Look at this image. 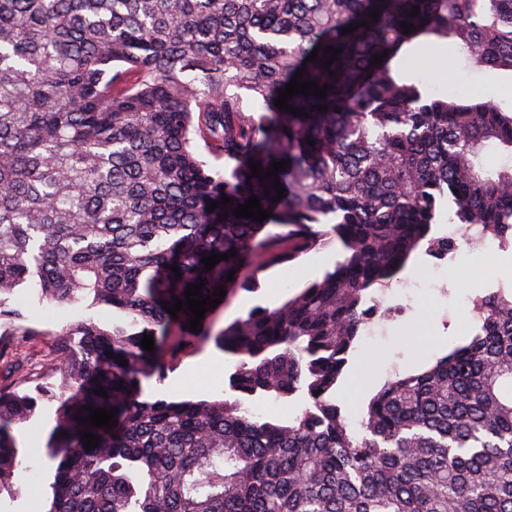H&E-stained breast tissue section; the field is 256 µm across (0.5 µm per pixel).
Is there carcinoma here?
<instances>
[{"label":"carcinoma","mask_w":512,"mask_h":512,"mask_svg":"<svg viewBox=\"0 0 512 512\" xmlns=\"http://www.w3.org/2000/svg\"><path fill=\"white\" fill-rule=\"evenodd\" d=\"M422 37L512 78V0H0V320L29 285L114 316L54 332L48 512H512V287L471 297L472 333L387 379L357 419L337 397L415 255L455 258L471 224L512 239V107L411 77L427 61L403 47ZM302 67L328 89L289 99L297 117L274 99ZM275 160L280 201L250 168ZM251 197L272 216H236ZM332 245L333 268L277 307L219 329L209 309L197 333L165 310L201 279L204 296L225 288L221 309ZM209 342L234 358L232 398H142V379ZM267 397L299 406L264 419L252 403ZM38 400L0 387V492L30 469L13 426ZM90 407L117 408V426L76 420Z\"/></svg>","instance_id":"cac0c4a2"}]
</instances>
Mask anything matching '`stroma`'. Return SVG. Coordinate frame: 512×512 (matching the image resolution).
<instances>
[{
    "label": "stroma",
    "instance_id": "1",
    "mask_svg": "<svg viewBox=\"0 0 512 512\" xmlns=\"http://www.w3.org/2000/svg\"><path fill=\"white\" fill-rule=\"evenodd\" d=\"M417 50L431 56L429 68L418 75L431 90L450 95L458 90L460 81L467 80L481 86L488 97L512 100V88L503 89L491 72L469 71L447 43L424 39L418 43ZM502 255L512 261L511 250L503 254L494 246L467 254L464 260L444 263L440 268L435 267L432 258L420 257L418 272L401 276L402 281L416 282V289L405 295L394 289L388 292L389 297L401 299L403 315L379 330L375 344L361 345L355 353L338 390L341 403L350 412H357L369 399L372 385L385 381L394 371L427 360L446 347L450 339L468 335L471 326L463 310L469 297L498 282L512 281V272L505 273L498 268V258ZM335 260L336 249L330 246L311 252L298 262L266 270L260 276L258 291L240 292L219 311L220 323L246 315L257 305L281 304L306 282L321 276ZM9 305L21 312L22 323L31 333L16 337L11 361H0V385L20 390L34 389V366L47 364L52 358L54 331L87 316L105 325L112 322L111 310L102 306L49 308L39 303L31 288L17 290L10 297ZM231 370L228 356L210 343L181 355L169 366L164 379L143 380V395L148 399H220L228 387L225 375ZM56 408L55 400L42 398L35 414L14 427L17 446L30 469L23 473L18 491L0 493V512H48L52 475L42 465L41 458L55 424Z\"/></svg>",
    "mask_w": 512,
    "mask_h": 512
}]
</instances>
